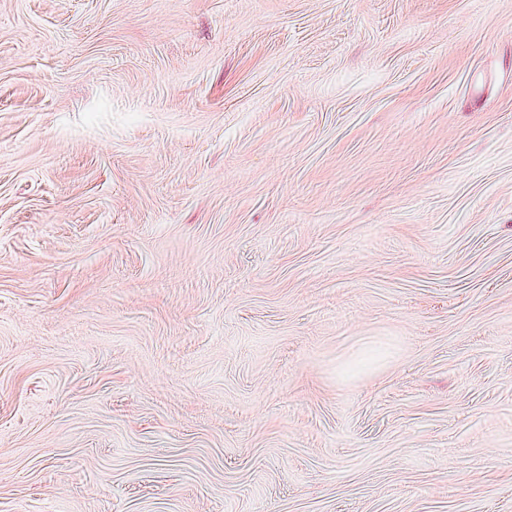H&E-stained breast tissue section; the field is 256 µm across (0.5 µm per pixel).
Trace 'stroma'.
Masks as SVG:
<instances>
[{
  "mask_svg": "<svg viewBox=\"0 0 512 512\" xmlns=\"http://www.w3.org/2000/svg\"><path fill=\"white\" fill-rule=\"evenodd\" d=\"M0 512H512V0H0Z\"/></svg>",
  "mask_w": 512,
  "mask_h": 512,
  "instance_id": "stroma-1",
  "label": "stroma"
}]
</instances>
